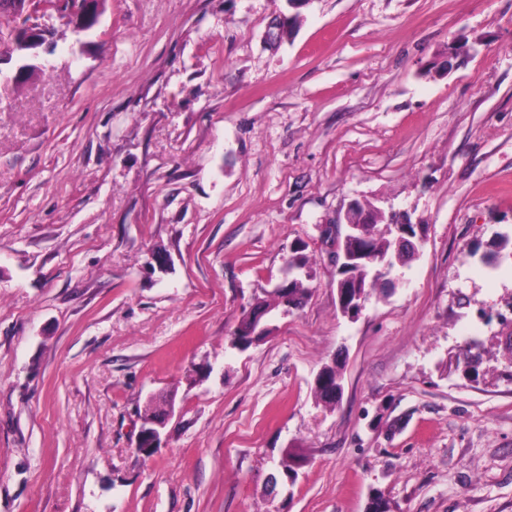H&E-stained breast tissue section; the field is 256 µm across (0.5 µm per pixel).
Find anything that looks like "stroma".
Listing matches in <instances>:
<instances>
[{"label": "stroma", "mask_w": 512, "mask_h": 512, "mask_svg": "<svg viewBox=\"0 0 512 512\" xmlns=\"http://www.w3.org/2000/svg\"><path fill=\"white\" fill-rule=\"evenodd\" d=\"M98 9L0 62V512H512V0ZM355 199L426 233L351 321ZM296 246L307 300L232 348ZM349 257H350V255H347L344 251L341 252V254H338L336 256V263H338L340 261V259H342V262L339 265V274L342 277L337 282L336 293H337V303H338L340 312L344 316L354 319L363 310L364 303L361 301V302H359V304H347L346 300L343 298V292H344V289L346 288V279L347 278L345 275H343L342 270H343L345 261ZM254 314V311L252 312H244L241 319L239 320L235 331L233 332V335L231 336L230 343L233 347H235L239 342L245 341L248 342L249 345L253 343V341H258L262 339L264 336H258L263 334L267 330V326L264 324L267 311H256V317H255V326L257 328V331L255 333L256 336L254 339H246L247 336H250V334L253 332L251 329V317L250 315ZM340 374L336 370V366H325L320 371L319 380L317 384H315V397L318 402H323L325 404L332 405L336 402V396L330 393L325 384H336V390L341 392V384L339 382ZM174 413L173 401L167 406L165 413L159 418L144 419L142 418L141 427L136 447L140 448L146 440L149 446L156 448L160 442L161 431L165 428L167 420Z\"/></svg>", "instance_id": "35a3bbf8"}]
</instances>
